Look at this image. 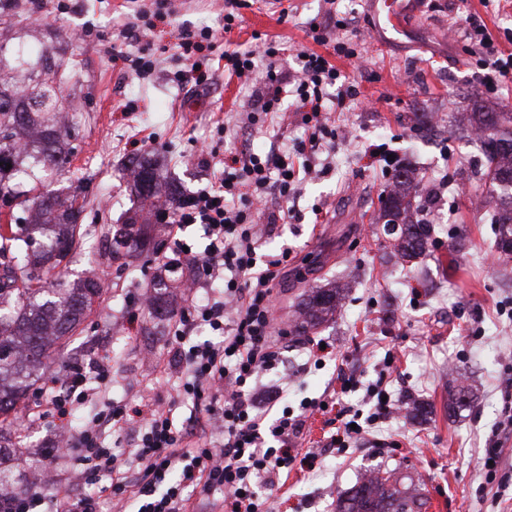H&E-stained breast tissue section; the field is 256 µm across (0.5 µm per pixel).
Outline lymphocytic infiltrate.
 I'll return each mask as SVG.
<instances>
[{
    "label": "lymphocytic infiltrate",
    "mask_w": 512,
    "mask_h": 512,
    "mask_svg": "<svg viewBox=\"0 0 512 512\" xmlns=\"http://www.w3.org/2000/svg\"><path fill=\"white\" fill-rule=\"evenodd\" d=\"M471 53L484 69L481 86L495 92L512 78V54L502 52L479 16H471L464 30ZM282 54L279 45L265 42L258 50L224 53V72L247 81L264 69V85L252 103L264 117L277 116L283 98L292 97L297 111L311 129L308 141L220 156L211 148L202 162L218 169L211 186L186 196L173 211L167 232L175 251L185 244L181 234L200 225L207 244L197 261L198 277L221 281L224 291L202 305L187 304L173 321L174 356L185 376L182 395L191 397L195 412L178 422L170 407L159 403L108 406L90 424L71 430L69 420L84 403L105 396L112 387V366L93 358L70 366L65 373L47 374L44 400L32 422L53 418L59 438L42 451V477L27 490L6 494L12 512H37L52 500L53 512H97V503L79 489L52 496V478L59 461L78 451L82 465L80 485L106 482L119 512H187L192 490L201 496L220 494L221 512H270L265 488L274 486L296 462L313 464V453H299L305 412L321 409L319 401L303 403L301 414L288 408L260 406L254 385L260 373L283 361L282 348L271 331L273 290L288 267V249L263 251L258 219L277 223L267 213L269 197L296 198L311 175L315 152L336 138L325 121L326 112L345 109L355 99L354 86L341 82L339 70L320 54L300 53L302 75L285 87L275 68ZM338 86L336 98L327 89ZM208 326L212 341L187 345L192 330ZM123 431L137 426L132 454L136 472L102 441L104 426Z\"/></svg>",
    "instance_id": "f902f5d3"
}]
</instances>
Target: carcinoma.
<instances>
[{
  "mask_svg": "<svg viewBox=\"0 0 512 512\" xmlns=\"http://www.w3.org/2000/svg\"><path fill=\"white\" fill-rule=\"evenodd\" d=\"M77 63L54 51L25 47L8 49L0 43V200L23 215L9 214L0 225V420L6 421L20 398L56 361V347L81 322L104 289L95 274L65 287L64 262L79 247L91 248L89 234L78 223L84 205L78 196L60 194L49 177L59 175L72 156L65 147L66 132L58 117L72 108L67 88ZM37 74L33 85L17 86L4 79L12 71ZM473 129L485 146L482 177L496 202L492 223L498 225L502 246L512 251V112H474ZM11 168H6V164ZM132 187L153 203L169 201L170 188L154 162H132ZM420 180L412 170L395 175L381 196L386 227L395 230L394 248L404 261L419 258L431 239L430 225L411 219ZM149 222L134 214L112 237V259L149 245ZM174 277L158 279L156 293L165 304L150 301L151 316H172L178 288L187 284L178 266ZM343 288H312L296 304L292 331L307 334L338 308ZM428 501L413 484L394 471H373L338 500L336 512H426Z\"/></svg>",
  "mask_w": 512,
  "mask_h": 512,
  "instance_id": "carcinoma-1",
  "label": "carcinoma"
}]
</instances>
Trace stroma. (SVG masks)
Segmentation results:
<instances>
[{"label": "stroma", "mask_w": 512, "mask_h": 512, "mask_svg": "<svg viewBox=\"0 0 512 512\" xmlns=\"http://www.w3.org/2000/svg\"><path fill=\"white\" fill-rule=\"evenodd\" d=\"M349 2L288 0L281 20L265 0H253L241 11L240 28L228 34L224 0H0L12 15L9 26L0 25V42L10 48L52 46L79 64L74 92L82 108L71 140L76 152L57 184L86 195L80 220L101 251L108 228L132 205L124 180L128 160L150 157L166 181L189 194L213 180L198 155L215 141L230 155L307 136L289 98L276 119L244 123L258 83L221 76L198 92L179 88L173 74L189 62L170 46L180 32L212 30L217 56L228 46L250 50L258 41H276L284 49L277 71L288 82L299 72V52L317 48L309 35L312 23L330 10L340 19L355 17V27L338 37L356 43L357 57L331 59L359 91L348 109L329 115L341 133L332 167L304 182L293 201L268 202L282 221L265 234L263 248L291 253L274 291L273 328L288 325L293 304L308 288L336 281L346 292L333 322L309 338L289 336L285 367L258 379L266 402L283 387L293 408L309 399L333 401L328 411L308 419L299 443L301 451L316 454L313 468L293 469L267 494L274 512H336L338 494L366 469L381 466L419 477L431 502L428 512H512V433H498L512 387V255L494 245L480 142L468 123L482 104L512 112V83L484 94L478 59L459 34L472 13L512 51V0H420L417 14L406 20L407 35L395 43L379 42L365 7L353 11ZM145 18L154 20L153 31L141 30ZM116 43L128 60H113ZM142 56L156 59L153 76L141 77L132 68V60ZM222 123L232 132L221 139L216 129ZM346 130L353 138H343ZM378 144L395 155V170L414 168L422 192L434 197L421 213L432 226L431 244L413 265L392 255L377 222L380 191L394 179L365 156ZM90 267L104 281V291L67 337L54 369L108 356L119 373L111 403L170 402L176 419L189 416L191 401L178 396L183 379L169 365L171 319L132 327L126 322L138 300L155 293L153 252L123 266L76 256L68 271L75 277ZM314 341L333 352L319 368L311 361ZM389 356L394 364L387 369L383 362ZM343 373L357 382L347 393L339 390ZM379 380L392 397L421 403L425 415L400 412L349 449L331 448L337 411L369 412L366 388ZM461 385L466 405L449 411L450 396ZM39 397V387H31L18 404L17 420L0 430L14 446L0 463L12 476L0 487L4 491L25 489L41 465L40 448L56 429L49 420L26 428L23 418ZM496 435L502 456L490 478L483 458Z\"/></svg>", "instance_id": "35a3bbf8"}]
</instances>
